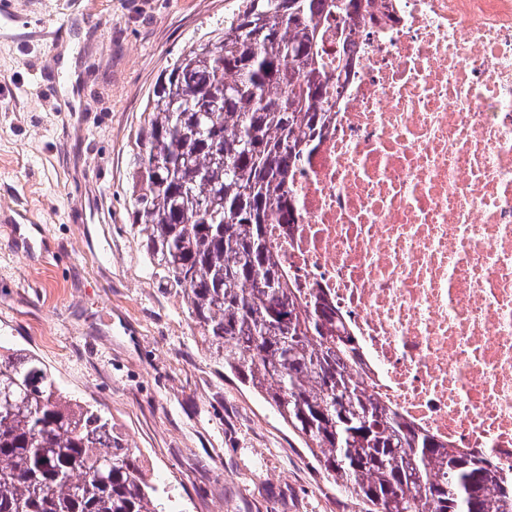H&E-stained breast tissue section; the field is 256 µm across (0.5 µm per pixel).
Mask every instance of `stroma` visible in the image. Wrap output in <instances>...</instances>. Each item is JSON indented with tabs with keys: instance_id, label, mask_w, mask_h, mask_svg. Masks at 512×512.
<instances>
[{
	"instance_id": "35a3bbf8",
	"label": "stroma",
	"mask_w": 512,
	"mask_h": 512,
	"mask_svg": "<svg viewBox=\"0 0 512 512\" xmlns=\"http://www.w3.org/2000/svg\"><path fill=\"white\" fill-rule=\"evenodd\" d=\"M239 5L0 0V346L111 413L169 512H365L210 358L129 219L151 85Z\"/></svg>"
}]
</instances>
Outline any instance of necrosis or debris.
Returning a JSON list of instances; mask_svg holds the SVG:
<instances>
[{
  "instance_id": "4bbe7bcc",
  "label": "necrosis or debris",
  "mask_w": 512,
  "mask_h": 512,
  "mask_svg": "<svg viewBox=\"0 0 512 512\" xmlns=\"http://www.w3.org/2000/svg\"><path fill=\"white\" fill-rule=\"evenodd\" d=\"M268 234L417 428L512 465V0H384Z\"/></svg>"
}]
</instances>
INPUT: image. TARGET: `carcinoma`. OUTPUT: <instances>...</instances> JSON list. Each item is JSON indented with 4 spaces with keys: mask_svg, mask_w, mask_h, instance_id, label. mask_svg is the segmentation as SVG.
Segmentation results:
<instances>
[{
    "mask_svg": "<svg viewBox=\"0 0 512 512\" xmlns=\"http://www.w3.org/2000/svg\"><path fill=\"white\" fill-rule=\"evenodd\" d=\"M336 48L372 0H242L149 91L131 151L132 223L153 275L182 295L215 362L298 436L366 512H512V467L455 448L357 376L362 346L321 289L288 286L266 226L292 221L290 186L341 94ZM0 512H166L103 409L64 394L32 352L0 351Z\"/></svg>",
    "mask_w": 512,
    "mask_h": 512,
    "instance_id": "carcinoma-1",
    "label": "carcinoma"
}]
</instances>
